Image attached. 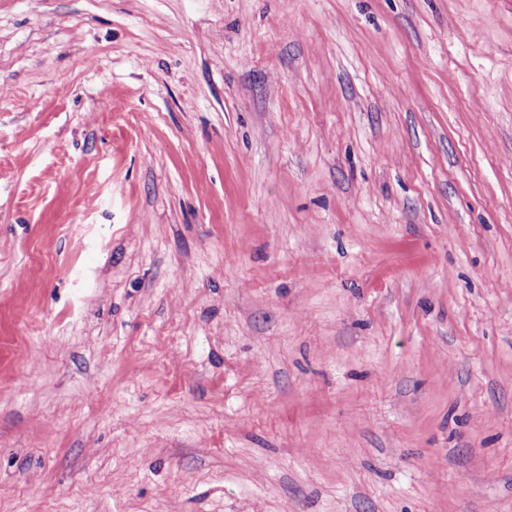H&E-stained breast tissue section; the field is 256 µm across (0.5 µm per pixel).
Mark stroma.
I'll list each match as a JSON object with an SVG mask.
<instances>
[{"label": "stroma", "instance_id": "stroma-1", "mask_svg": "<svg viewBox=\"0 0 512 512\" xmlns=\"http://www.w3.org/2000/svg\"><path fill=\"white\" fill-rule=\"evenodd\" d=\"M0 512H512V0H0Z\"/></svg>", "mask_w": 512, "mask_h": 512}]
</instances>
